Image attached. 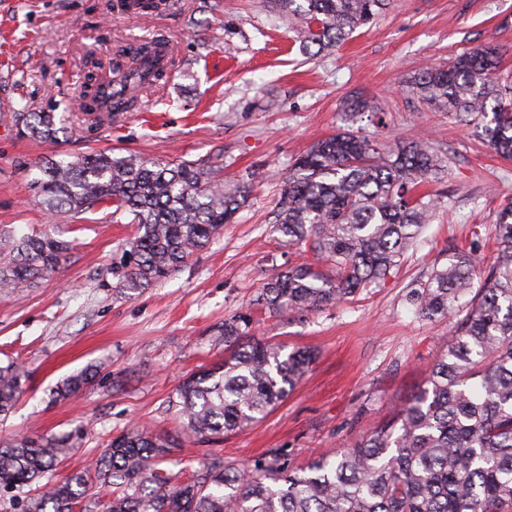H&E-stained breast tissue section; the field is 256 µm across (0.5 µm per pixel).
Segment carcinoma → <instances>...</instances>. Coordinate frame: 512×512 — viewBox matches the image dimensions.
Returning <instances> with one entry per match:
<instances>
[{
  "label": "carcinoma",
  "mask_w": 512,
  "mask_h": 512,
  "mask_svg": "<svg viewBox=\"0 0 512 512\" xmlns=\"http://www.w3.org/2000/svg\"><path fill=\"white\" fill-rule=\"evenodd\" d=\"M298 21L300 47L328 51L370 23L387 0H269ZM158 0H104L108 12L147 16ZM154 43L116 51L106 94L101 65L85 75L80 119L114 124L134 110L144 89L163 84L170 65L152 63ZM499 50L474 48L448 67H429L409 81L429 106L476 121L501 157L512 159V76L498 73ZM23 134L56 138L53 112H14ZM176 160L155 163L95 151L51 157L34 181L52 216L106 210L127 215L136 234L122 256V287L136 292L169 277L234 222L253 179L226 185L223 166ZM442 160L418 138L385 150L354 132L317 141L281 176L278 231L290 246L332 265L275 273L256 304L274 314L302 313L354 300L397 275L433 219L436 205L415 194ZM495 261L464 247L408 292L424 319L457 318L447 347L394 420L331 455L289 470L278 454L243 470L213 458L193 480L174 483L157 470L170 441L133 427L112 438L92 467L61 481L55 466L75 448L72 434L23 436L0 443V512H512V205L490 229ZM70 242L42 232L19 239L0 230V288H24L55 270ZM252 318L224 321V361L187 377L179 390L186 431L219 437L265 417L294 389L315 358L284 353L251 334ZM93 377L69 376L60 393L79 392ZM24 392L22 374L0 366V417Z\"/></svg>",
  "instance_id": "carcinoma-1"
}]
</instances>
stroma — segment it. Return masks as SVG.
Returning a JSON list of instances; mask_svg holds the SVG:
<instances>
[{"label":"stroma","mask_w":512,"mask_h":512,"mask_svg":"<svg viewBox=\"0 0 512 512\" xmlns=\"http://www.w3.org/2000/svg\"><path fill=\"white\" fill-rule=\"evenodd\" d=\"M160 34L181 67L115 125L88 131L68 119L85 71L82 47L106 59L116 46ZM499 48L512 72V0H390L371 24L330 51L303 54L266 0H165L150 19L102 13L98 0H0V226L16 236L58 228L72 248L31 287L0 288V364L27 375L0 441L80 432L56 469L85 470L112 436L140 423L175 440L162 472L187 479L213 456L245 467L277 452L291 467L330 455L390 422L444 349L451 319H421L409 288L470 246L512 202V161L494 155L473 125L430 109L407 83L478 45ZM370 102L373 114L350 108ZM52 112L66 128L55 140L18 132L21 107ZM393 146L428 136L448 160L419 196L437 210L413 253L385 287L317 311L272 315L252 301L276 272L312 254L276 231L278 177L315 141L344 130ZM105 151L156 162L223 155L221 179L260 175L237 221L165 280L125 290L112 267L135 234L126 217L88 212L52 219L34 196L47 156ZM250 311L256 337L316 358L264 419L220 440L188 437L177 389L200 366L223 360L224 321ZM92 368L78 395L56 389Z\"/></svg>","instance_id":"obj_1"}]
</instances>
